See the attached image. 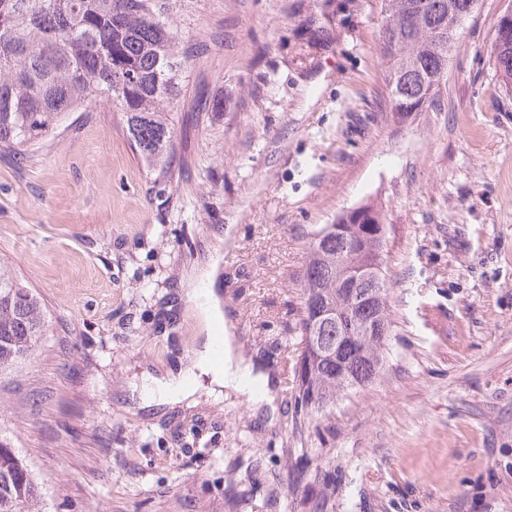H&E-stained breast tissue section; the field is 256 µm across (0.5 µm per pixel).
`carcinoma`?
Masks as SVG:
<instances>
[{"label": "carcinoma", "mask_w": 512, "mask_h": 512, "mask_svg": "<svg viewBox=\"0 0 512 512\" xmlns=\"http://www.w3.org/2000/svg\"><path fill=\"white\" fill-rule=\"evenodd\" d=\"M464 0H382L384 23L379 50L385 86L399 120L421 112L448 77V3ZM194 0H0V154L19 161L31 148L58 132L72 112L106 102L121 112L130 145L147 166L164 160L173 147L168 109L175 103L191 112L220 110L222 101L188 93L183 72L202 58L199 34L177 22L176 7L190 11ZM495 74L512 89V40H491ZM368 220L340 215L308 242L302 276L296 368L295 423L324 416L336 394L362 388L378 376L390 336L343 335L336 323L323 336L339 350L321 353L307 328L325 304L346 310L336 255L353 244L364 262L387 268L386 242L374 237L384 223L371 207ZM385 281L364 308L393 330ZM46 314L35 289L0 260V379L31 361L46 335ZM0 512H48L43 483L11 436L0 427Z\"/></svg>", "instance_id": "obj_1"}]
</instances>
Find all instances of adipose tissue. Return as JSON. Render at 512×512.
Returning <instances> with one entry per match:
<instances>
[{"mask_svg": "<svg viewBox=\"0 0 512 512\" xmlns=\"http://www.w3.org/2000/svg\"><path fill=\"white\" fill-rule=\"evenodd\" d=\"M223 353L222 364H215L214 339L208 335L201 348L195 350L190 366L168 379L155 380L156 393L165 399L186 400L197 392L202 380L206 379L214 391L230 389L246 395L249 401L257 404L272 402L268 376L256 371L253 365L235 358L232 336H225Z\"/></svg>", "mask_w": 512, "mask_h": 512, "instance_id": "adipose-tissue-1", "label": "adipose tissue"}]
</instances>
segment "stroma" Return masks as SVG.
<instances>
[{
    "label": "stroma",
    "instance_id": "stroma-1",
    "mask_svg": "<svg viewBox=\"0 0 512 512\" xmlns=\"http://www.w3.org/2000/svg\"><path fill=\"white\" fill-rule=\"evenodd\" d=\"M503 6L480 0L438 98L401 122L381 0H196L210 52L187 81L223 109L174 106L173 177L106 104L27 162L0 156V258L48 325L0 389V425L50 512H512V92L489 58ZM367 203L386 218L395 334L377 379L300 430L307 243ZM215 260L235 355L269 375L274 408L141 393L198 346L184 292Z\"/></svg>",
    "mask_w": 512,
    "mask_h": 512
}]
</instances>
